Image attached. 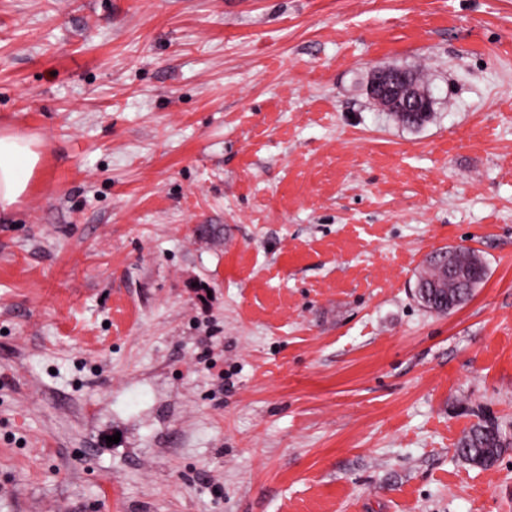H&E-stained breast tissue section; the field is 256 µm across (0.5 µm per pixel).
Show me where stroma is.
I'll list each match as a JSON object with an SVG mask.
<instances>
[{"mask_svg": "<svg viewBox=\"0 0 512 512\" xmlns=\"http://www.w3.org/2000/svg\"><path fill=\"white\" fill-rule=\"evenodd\" d=\"M0 129V512H512V0H0ZM393 71L407 73L415 78V84L417 88L429 98V112H426L423 116L419 118V120H411L410 116H406L397 111H393L399 109L402 110L403 112H425L424 105L421 101V92L415 87L414 83H412L410 79L405 76L396 75L388 71L378 73L373 77L372 82L370 83V90L372 92H380L388 96L387 104L389 105V107L393 109L388 110L390 112H393L395 117L402 124L409 127H420L424 125L429 120L431 116V109L434 105L432 95L429 93L427 89L426 90L428 91L429 94L427 93V91H425V87L419 77H415L414 74L399 69H393ZM41 161V144L36 138L0 130V214L9 216L14 211ZM452 269L469 270V278L462 281L453 277ZM487 274V265L475 251L445 247L425 260L416 278L414 297L425 308L447 314L469 300ZM432 287L438 294L433 295ZM510 445L507 426L494 419H484L471 427L459 441L456 451L465 462L490 469Z\"/></svg>", "mask_w": 512, "mask_h": 512, "instance_id": "35a3bbf8", "label": "stroma"}]
</instances>
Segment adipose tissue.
Wrapping results in <instances>:
<instances>
[{
	"label": "adipose tissue",
	"instance_id": "adipose-tissue-1",
	"mask_svg": "<svg viewBox=\"0 0 512 512\" xmlns=\"http://www.w3.org/2000/svg\"><path fill=\"white\" fill-rule=\"evenodd\" d=\"M41 161V144L36 138L0 130V214L14 211Z\"/></svg>",
	"mask_w": 512,
	"mask_h": 512
}]
</instances>
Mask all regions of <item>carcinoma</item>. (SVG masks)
I'll list each match as a JSON object with an SVG mask.
<instances>
[{
    "instance_id": "obj_1",
    "label": "carcinoma",
    "mask_w": 512,
    "mask_h": 512,
    "mask_svg": "<svg viewBox=\"0 0 512 512\" xmlns=\"http://www.w3.org/2000/svg\"><path fill=\"white\" fill-rule=\"evenodd\" d=\"M487 274V265L475 251L445 247L425 260L416 278L414 297L425 308L447 314L469 300ZM511 445L507 427L484 419L471 427L456 451L465 462L489 469Z\"/></svg>"
}]
</instances>
